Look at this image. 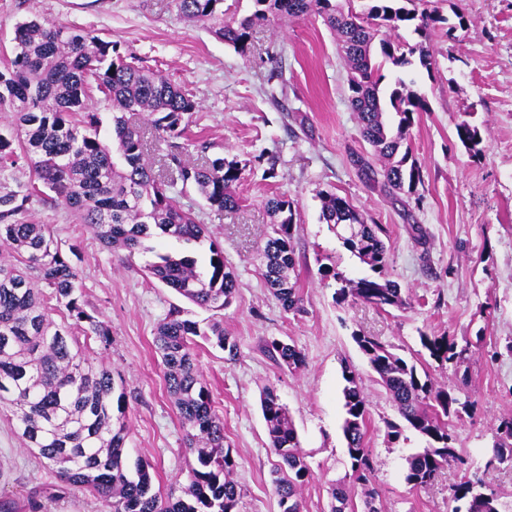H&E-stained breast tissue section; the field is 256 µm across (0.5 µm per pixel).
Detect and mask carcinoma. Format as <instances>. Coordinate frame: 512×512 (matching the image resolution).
<instances>
[{"label":"carcinoma","instance_id":"cac0c4a2","mask_svg":"<svg viewBox=\"0 0 512 512\" xmlns=\"http://www.w3.org/2000/svg\"><path fill=\"white\" fill-rule=\"evenodd\" d=\"M243 17L224 15V0H176L180 14L206 26L241 54L251 47L253 30L270 18L304 19L318 15L338 38L350 79L348 103L356 113L361 134L371 145L380 169L356 160L368 181L383 180L393 191L415 194L423 171L408 145L415 115L427 111L424 98L397 81L388 96L380 94L382 68L413 65L430 71L436 61L423 44L392 40L402 26L429 37L445 18L427 7V0H369L351 11V0H253ZM104 95L112 108V145L100 138L101 118L91 89ZM199 105L189 93L119 52V43L93 32L34 17L17 25L13 58L0 72V112L14 113V134L0 133V169L14 167L24 157L33 180L23 191L0 192V244L14 253L16 263H0V403L11 407L26 447L34 449L67 489L88 490L112 504V512H239L241 488L230 474L235 466L224 449V419L196 363L197 339L209 342L232 360L237 343L213 323L207 326L170 313L155 331L154 346L165 368L186 441L196 453L181 495L154 491L151 465L125 463V393H116L112 370L92 361L70 336L69 328L53 327L52 314L67 311L86 323L84 335L103 346L110 329L79 304V275L54 242L45 224L18 219L34 197L66 206L78 223L89 227L101 244L125 259L146 250L144 241L160 235L185 244L207 238L205 225L183 208L174 189H195L211 211L233 213L239 199L232 186L243 167L235 160L206 156L187 159L188 148L177 143L193 122ZM459 141L472 157L482 155L477 128L463 121ZM275 218L271 232L257 248L260 270L273 297L286 311L302 310L295 269V210L288 198L266 201ZM322 219L335 230L355 226L340 235L343 244L373 275L348 280L334 266L321 268L324 278L341 284L336 301H361L380 309L400 308L405 299L399 284L383 276L390 246L383 229L369 224L344 197H322ZM204 268L183 253H158L145 265L146 276L174 290L207 311L227 307L237 290V278L224 263V250L212 240ZM353 340L390 396L399 421L386 423L390 441L412 429L426 446L408 459L406 483L414 489L430 485L445 467L463 463L449 418L458 413L453 390L423 379L414 362L393 351L376 336L356 334ZM423 349L436 362L457 363L466 348L446 336H420ZM265 351L283 369L299 370L303 353L293 344L273 339ZM343 433L352 476L364 489L367 512H384L369 489L373 471L367 448L368 399L358 374L343 368ZM269 447L278 458L274 489L280 512H302V488L312 478L297 432L276 390L260 397ZM489 463L512 467V419L503 422ZM329 512H355L352 492L343 485L328 491ZM453 498L466 510L500 512L499 496L482 483L464 480Z\"/></svg>","mask_w":512,"mask_h":512}]
</instances>
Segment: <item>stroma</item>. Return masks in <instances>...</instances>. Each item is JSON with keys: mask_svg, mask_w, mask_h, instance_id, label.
<instances>
[{"mask_svg": "<svg viewBox=\"0 0 512 512\" xmlns=\"http://www.w3.org/2000/svg\"><path fill=\"white\" fill-rule=\"evenodd\" d=\"M430 2L445 19L426 42L435 68L388 65L381 83L387 93L403 79L427 102L410 130L424 174L415 200L365 180L354 165L370 147L348 106L345 62L320 17L257 26L243 55L183 19L173 0H0V68L17 24L36 15L118 41L122 54L198 102L189 144H207L208 156L244 166L233 187L236 212L214 215L191 189L178 196L223 247L236 274V297L217 313L148 278L145 255L127 262L104 249L67 209L34 201L25 212L26 221L50 225L63 255H74L81 303L111 330L109 346L89 341L90 354L125 390L127 458L152 466L161 494L179 493L197 464L153 345L157 324L177 309L201 323L221 322L238 345L231 360L202 344L198 363L224 417V445L242 491L239 512H280L272 485L277 458L260 410L266 386L288 409L312 472L303 512H328L330 484L351 472L341 429L346 365L361 378L369 401L371 485L385 512H453L454 485L476 478L497 491L500 512H512V469L489 463L501 421L512 418V353L505 349L512 341V0ZM271 90L279 92L278 101L269 100ZM464 120L480 131L481 157H470L457 138ZM324 191L346 197L368 223L382 225L390 246L385 275L401 286L405 306L383 311L336 301L337 285L321 277L320 266L336 265L351 280L371 270L322 222ZM274 195L287 196L295 208V273L303 295L296 314L282 309L259 271L256 246L271 230L265 202ZM357 333L417 360L435 386L455 388L464 405L453 429L465 463L443 470L427 488L405 481V459L423 442L410 429L388 442L385 424L398 414L355 344ZM423 333L468 340L464 363L439 366L420 344ZM272 339L295 344L304 366L281 369L263 351ZM60 485L23 446L11 411L0 409V501L13 512H109L98 496L62 495Z\"/></svg>", "mask_w": 512, "mask_h": 512, "instance_id": "stroma-1", "label": "stroma"}]
</instances>
